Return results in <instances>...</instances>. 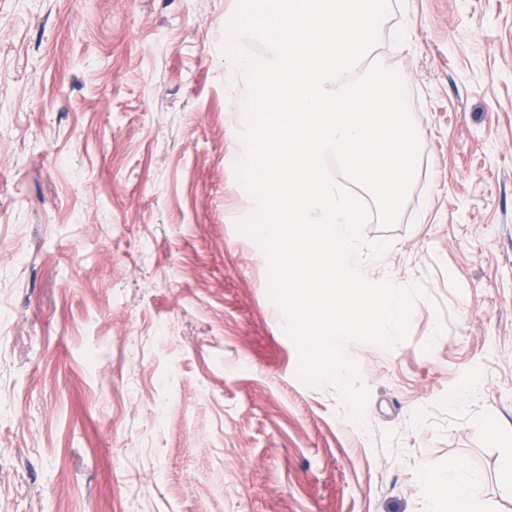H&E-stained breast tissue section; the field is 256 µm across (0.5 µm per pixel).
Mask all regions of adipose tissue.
Masks as SVG:
<instances>
[{"mask_svg": "<svg viewBox=\"0 0 512 512\" xmlns=\"http://www.w3.org/2000/svg\"><path fill=\"white\" fill-rule=\"evenodd\" d=\"M423 483L430 512H475L480 481L467 475L463 462L452 460L443 471L424 474Z\"/></svg>", "mask_w": 512, "mask_h": 512, "instance_id": "obj_1", "label": "adipose tissue"}]
</instances>
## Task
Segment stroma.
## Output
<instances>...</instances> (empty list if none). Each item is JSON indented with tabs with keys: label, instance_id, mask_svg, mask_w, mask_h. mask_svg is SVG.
<instances>
[{
	"label": "stroma",
	"instance_id": "obj_1",
	"mask_svg": "<svg viewBox=\"0 0 512 512\" xmlns=\"http://www.w3.org/2000/svg\"><path fill=\"white\" fill-rule=\"evenodd\" d=\"M237 0H0V512H426L458 459L512 512V0H407L417 176L376 281L407 340L345 346L358 423L297 376L238 224Z\"/></svg>",
	"mask_w": 512,
	"mask_h": 512
}]
</instances>
